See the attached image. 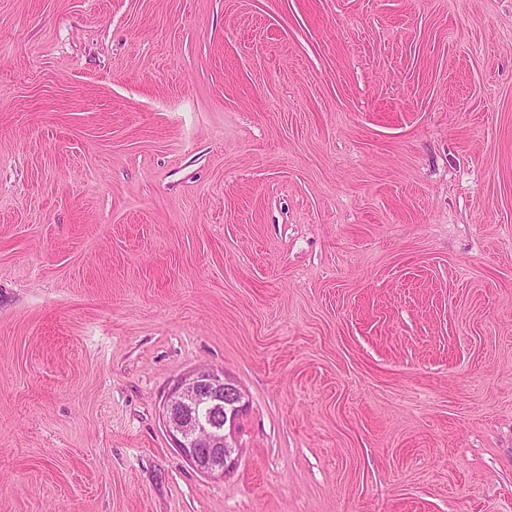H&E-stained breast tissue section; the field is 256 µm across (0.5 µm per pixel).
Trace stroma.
<instances>
[{"mask_svg":"<svg viewBox=\"0 0 512 512\" xmlns=\"http://www.w3.org/2000/svg\"><path fill=\"white\" fill-rule=\"evenodd\" d=\"M0 512H512V0H0ZM245 405V392L224 371L199 368L172 388L163 421L176 448L197 471L223 475L236 451L230 429Z\"/></svg>","mask_w":512,"mask_h":512,"instance_id":"35a3bbf8","label":"stroma"}]
</instances>
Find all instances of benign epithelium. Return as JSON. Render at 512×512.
<instances>
[{"instance_id": "benign-epithelium-1", "label": "benign epithelium", "mask_w": 512, "mask_h": 512, "mask_svg": "<svg viewBox=\"0 0 512 512\" xmlns=\"http://www.w3.org/2000/svg\"><path fill=\"white\" fill-rule=\"evenodd\" d=\"M245 405V392L224 372L199 368L172 388L163 421L176 448L197 471L222 474L236 451L229 429Z\"/></svg>"}]
</instances>
